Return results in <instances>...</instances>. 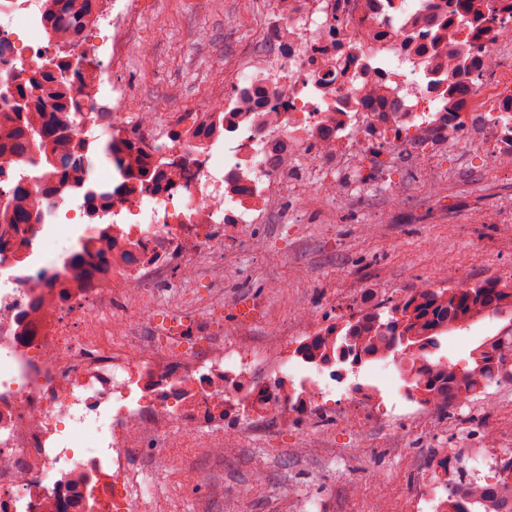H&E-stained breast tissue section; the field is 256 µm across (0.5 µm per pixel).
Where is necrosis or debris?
<instances>
[{
  "instance_id": "obj_1",
  "label": "necrosis or debris",
  "mask_w": 512,
  "mask_h": 512,
  "mask_svg": "<svg viewBox=\"0 0 512 512\" xmlns=\"http://www.w3.org/2000/svg\"><path fill=\"white\" fill-rule=\"evenodd\" d=\"M142 3L110 0L103 18L111 111L64 119L90 141L121 135L137 163L167 155L172 172L154 191L118 182L103 213L36 181L46 222L0 224V512H151L134 449L220 453L227 419L321 418L326 389L288 374V329L261 352L225 344V280L309 198L400 201L399 156L437 201L447 148L512 174V0H272L266 53L230 98L188 114L131 111L111 78ZM37 5L0 9L13 67L50 52Z\"/></svg>"
}]
</instances>
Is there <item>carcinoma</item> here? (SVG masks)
<instances>
[{
	"mask_svg": "<svg viewBox=\"0 0 512 512\" xmlns=\"http://www.w3.org/2000/svg\"><path fill=\"white\" fill-rule=\"evenodd\" d=\"M96 10L97 0H43L39 26L55 44L79 45ZM10 54V45L0 40V77L26 72L10 65ZM94 69L89 59L72 69L67 57L50 55L40 70L15 85L20 106L0 101V149L7 150L9 163L23 172L12 180L0 168V195L8 199L0 207V224L30 223L37 208V197L28 187L31 169L44 179L78 171L74 140L58 115L87 108L81 89L93 88ZM84 187L92 206L112 196L110 187L89 181ZM485 318L509 322L475 346L464 367L436 357L448 333L467 330ZM327 348L334 351L336 364L348 363L354 373L367 362H398L406 396L447 409L502 378L512 379V364L503 363L504 355L512 354V279L489 278L469 288H424L398 302L363 307L336 325L331 339L305 345L301 359L310 364ZM506 472H512L511 456L503 459L495 482L473 485L468 478L450 489L447 512H512V478L505 477Z\"/></svg>",
	"mask_w": 512,
	"mask_h": 512,
	"instance_id": "obj_1",
	"label": "carcinoma"
}]
</instances>
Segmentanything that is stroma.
Returning <instances> with one entry per match:
<instances>
[{
  "label": "stroma",
  "instance_id": "obj_1",
  "mask_svg": "<svg viewBox=\"0 0 512 512\" xmlns=\"http://www.w3.org/2000/svg\"><path fill=\"white\" fill-rule=\"evenodd\" d=\"M270 2L149 0L131 18L126 54L112 76L139 109L206 111L229 92L225 74L242 67L247 54L262 52L259 30L270 18ZM442 164L456 172L444 186L446 203L433 202L403 168L397 173L408 186L402 203L385 194L349 199L323 223L267 232L247 280L224 284L225 341L236 339L234 305L242 300L261 308L251 339L263 345L271 327L295 326L303 308L326 325L363 303L412 293L438 272L470 285L512 278V176L472 171L454 154ZM374 212L381 223L364 228L361 217ZM501 325L486 318L449 333L441 353L465 363ZM359 381L380 393L381 411L368 421H344L340 383L329 397L328 420L314 433L307 417L294 413L284 425L243 426L219 455L185 445L135 449L138 471L154 486L152 512H301L309 497L320 498L324 512H411L436 449L489 442L495 457L512 454V380L415 418L405 415L412 402L392 363L364 365Z\"/></svg>",
  "mask_w": 512,
  "mask_h": 512
}]
</instances>
